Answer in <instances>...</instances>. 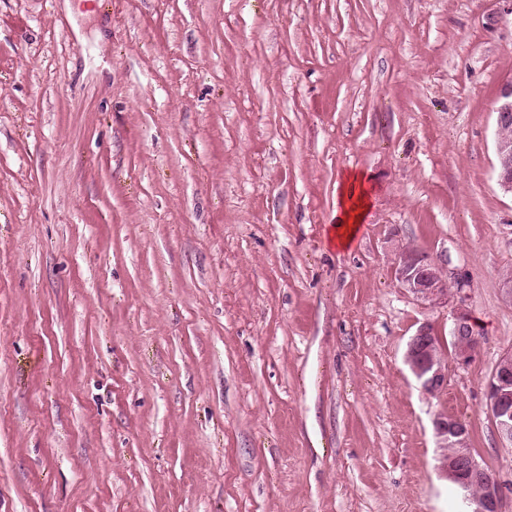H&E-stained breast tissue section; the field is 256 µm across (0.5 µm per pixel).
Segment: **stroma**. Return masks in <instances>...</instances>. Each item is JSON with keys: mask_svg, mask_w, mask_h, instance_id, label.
<instances>
[{"mask_svg": "<svg viewBox=\"0 0 512 512\" xmlns=\"http://www.w3.org/2000/svg\"><path fill=\"white\" fill-rule=\"evenodd\" d=\"M506 0H0V512H459L432 422L512 498L496 105ZM369 210L336 248L347 175ZM462 283L482 351L424 392ZM395 256V278L401 288L422 303L450 310L451 358L458 367L471 364L480 354L481 335L458 297L461 286L450 288L442 268L417 248L397 246ZM443 346L442 337L436 336L433 327L420 324L410 337L405 352V362L420 385L428 393H436L448 384V357L436 348V341ZM486 406L501 445H512V354L501 356L486 383Z\"/></svg>", "mask_w": 512, "mask_h": 512, "instance_id": "stroma-1", "label": "stroma"}]
</instances>
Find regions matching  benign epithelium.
<instances>
[{"mask_svg": "<svg viewBox=\"0 0 512 512\" xmlns=\"http://www.w3.org/2000/svg\"><path fill=\"white\" fill-rule=\"evenodd\" d=\"M496 112L497 177L503 189L512 193V139L502 133L512 124V81L501 88ZM395 278L416 300L450 310L448 337L453 346L452 357L436 348L442 337L427 323L417 327L405 352V362L420 388L436 393L448 384V360L464 367L480 354L478 326L458 297L461 287L450 288L442 268L425 252L403 245L396 247ZM485 397L499 441L508 448L512 446L511 353L501 356L496 363L486 383ZM433 428L442 450L441 468L463 493L462 512H509L499 485L487 479L485 467L470 448L467 425L448 415H439L433 420Z\"/></svg>", "mask_w": 512, "mask_h": 512, "instance_id": "1", "label": "benign epithelium"}]
</instances>
